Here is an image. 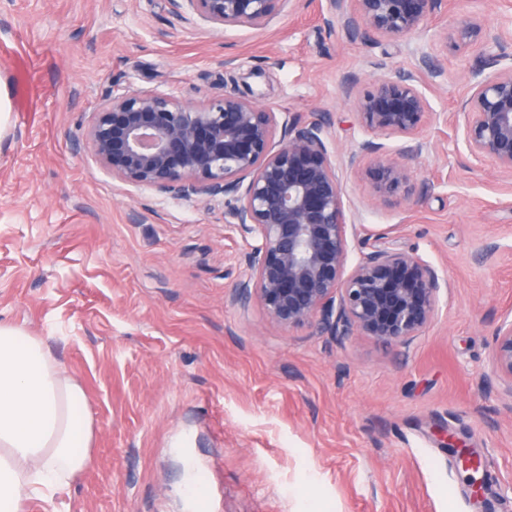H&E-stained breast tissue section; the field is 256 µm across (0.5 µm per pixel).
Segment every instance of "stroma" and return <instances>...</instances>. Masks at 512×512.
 <instances>
[{"label": "stroma", "mask_w": 512, "mask_h": 512, "mask_svg": "<svg viewBox=\"0 0 512 512\" xmlns=\"http://www.w3.org/2000/svg\"><path fill=\"white\" fill-rule=\"evenodd\" d=\"M326 13L290 0L223 30L171 0H0V323L42 338L94 429L93 466L20 512H481L444 432L477 449L493 512H512V399L491 373L512 320V184L453 126L481 40L442 38L468 23L512 35V0H447L408 45L329 30ZM421 51L443 74L422 79L415 198L373 203L364 169L339 170L355 250L387 233L452 284L408 345L341 346L233 303L248 246L223 201L126 186L74 149L131 87L326 112L331 147L350 151L366 135L344 77L413 70Z\"/></svg>", "instance_id": "obj_1"}]
</instances>
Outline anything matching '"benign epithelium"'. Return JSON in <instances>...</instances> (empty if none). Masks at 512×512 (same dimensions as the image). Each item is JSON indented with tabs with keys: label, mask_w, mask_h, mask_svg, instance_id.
I'll use <instances>...</instances> for the list:
<instances>
[{
	"label": "benign epithelium",
	"mask_w": 512,
	"mask_h": 512,
	"mask_svg": "<svg viewBox=\"0 0 512 512\" xmlns=\"http://www.w3.org/2000/svg\"><path fill=\"white\" fill-rule=\"evenodd\" d=\"M217 28L266 25L285 0H172ZM447 0H328L325 22L350 34L370 32L388 42L423 33ZM483 65L456 103V132L468 154L488 159L512 178V53L501 32L488 30ZM358 77L341 91L354 97L360 126L371 134L359 150L331 154L330 118L311 121L258 104L238 90L200 102L172 93H111L95 112L76 151H86L112 177L133 187L203 199L229 198L228 224L249 242L247 269L233 299L258 303L284 328L316 323L343 343L367 336L408 344L435 320L451 288L430 262L381 234L349 263L344 193L337 168L372 159L373 200L395 204L416 193L410 161L423 149L420 133L431 107L414 73L376 79L358 92ZM396 137L391 151L380 142ZM492 374L512 399V320L494 333Z\"/></svg>",
	"instance_id": "benign-epithelium-1"
}]
</instances>
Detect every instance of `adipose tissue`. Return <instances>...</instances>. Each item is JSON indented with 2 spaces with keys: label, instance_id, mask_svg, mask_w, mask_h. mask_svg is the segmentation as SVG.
<instances>
[{
  "label": "adipose tissue",
  "instance_id": "obj_1",
  "mask_svg": "<svg viewBox=\"0 0 512 512\" xmlns=\"http://www.w3.org/2000/svg\"><path fill=\"white\" fill-rule=\"evenodd\" d=\"M83 390L41 337L0 324V512L53 494L93 462Z\"/></svg>",
  "mask_w": 512,
  "mask_h": 512
}]
</instances>
